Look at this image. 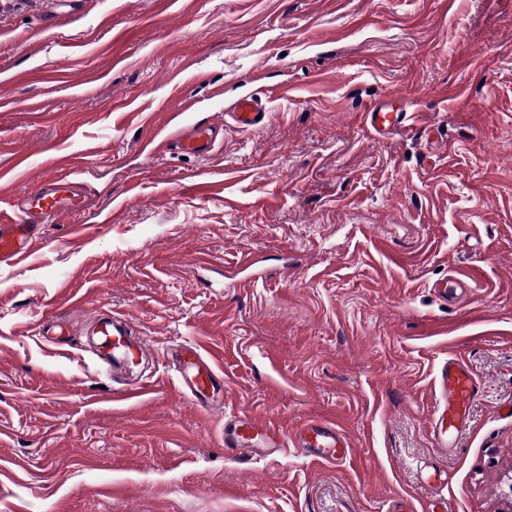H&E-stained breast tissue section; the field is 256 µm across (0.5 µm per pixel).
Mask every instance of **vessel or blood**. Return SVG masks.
<instances>
[{"label":"vessel or blood","instance_id":"1","mask_svg":"<svg viewBox=\"0 0 512 512\" xmlns=\"http://www.w3.org/2000/svg\"><path fill=\"white\" fill-rule=\"evenodd\" d=\"M265 112L261 99L247 97L237 102L232 115L240 130L251 131L259 127ZM363 118L370 132L378 137L413 132L417 121L416 114L406 105L396 106L389 100L368 104ZM165 124L169 131L150 141L151 152L163 153L174 147L180 153L203 157L212 151V126L190 123L181 109L169 112ZM81 202L78 184L69 174L38 180L15 204L12 218L0 224V263L17 265L30 257L35 244L42 241L46 225L74 213ZM93 315L98 360L126 366L145 357L146 345L134 338L129 318L103 308L95 309ZM174 359L180 391L190 393L200 407H209V393L216 389L220 372L213 358L205 356L203 346L193 341L181 345ZM440 383L445 401L435 408L431 424L436 442L445 448L451 434L466 424L468 408L479 393L480 384L459 356L449 357L444 363ZM291 446L315 462L332 465L350 456L352 442L346 430L331 419L307 421L291 436L272 421L241 411L224 419L227 450L254 457L268 449L277 452Z\"/></svg>","mask_w":512,"mask_h":512}]
</instances>
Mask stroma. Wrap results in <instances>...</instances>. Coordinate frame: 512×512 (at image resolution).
I'll list each match as a JSON object with an SVG mask.
<instances>
[{"label": "stroma", "instance_id": "35a3bbf8", "mask_svg": "<svg viewBox=\"0 0 512 512\" xmlns=\"http://www.w3.org/2000/svg\"><path fill=\"white\" fill-rule=\"evenodd\" d=\"M248 93L268 114L243 132ZM392 96L419 126L374 137ZM179 104L223 122L209 157L145 150ZM61 157L81 208L0 265V512L512 507V0H0V217ZM100 306L150 348L134 371L96 363ZM193 340L223 355L208 409L175 387ZM451 355L482 386L440 448ZM228 408L333 418L352 454L231 457Z\"/></svg>", "mask_w": 512, "mask_h": 512}]
</instances>
